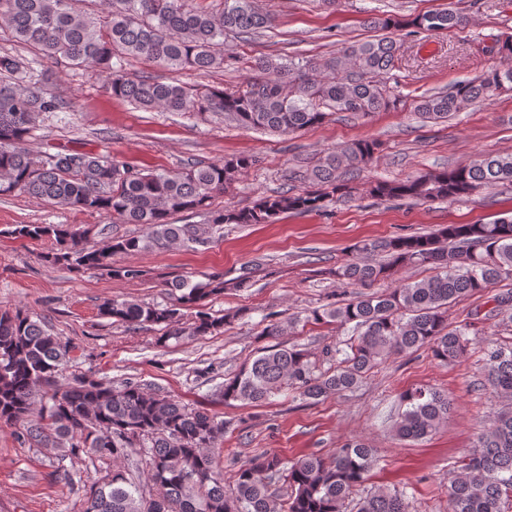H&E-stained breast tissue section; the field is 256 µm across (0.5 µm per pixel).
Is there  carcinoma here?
Masks as SVG:
<instances>
[{"label": "carcinoma", "instance_id": "obj_1", "mask_svg": "<svg viewBox=\"0 0 512 512\" xmlns=\"http://www.w3.org/2000/svg\"><path fill=\"white\" fill-rule=\"evenodd\" d=\"M77 0H0V26L34 58L0 53V195L23 193L61 209L98 213L121 224H138L141 234L118 237L104 248L86 245L91 229L67 224H19L13 234L49 240L51 265L66 264L136 279L134 265L114 266L118 254L136 255L174 244H203L207 228L174 224L170 216L210 210L208 224H267L285 213H311L342 192L338 170L372 159L377 143L356 140L332 150L303 175L309 188L264 196L242 210L211 208L215 196L251 164L248 158L197 163L175 171H136L104 154L33 155L24 142L42 115L61 112L64 101L30 84L39 57L64 59L74 66L110 72L112 95L145 110L222 112L242 128L294 134L322 123L332 112L369 117L394 103L390 87L376 80L396 67L397 45L386 36L351 43L323 65V75L308 78V60H258L263 77L242 90L207 86L191 89L130 76L114 60L144 58L175 71L207 72L224 65V34L246 38L271 27L272 13L257 0H222L203 9L193 0H106L105 15L74 6ZM453 7L417 15L370 20L374 29L413 27L418 32H448L466 24ZM512 89V66L492 69L445 91L413 99V111L424 119L444 120L498 91ZM512 187V153L480 154L469 164L434 173L378 182L370 194L386 200L445 201L479 189ZM358 257L330 273L360 289L347 302L329 295L308 319L334 323L350 338L326 346L317 355L296 344L278 342L245 361L224 380V401L259 403L283 390L305 399L342 395L388 358L420 349L444 363L461 357L470 346L468 325H448L447 308L512 278V217L488 224H448L435 234H405L364 242ZM431 265L436 276L404 283L385 293L365 289L390 278L403 266ZM169 287L181 292L178 303L105 302L100 312L133 329L163 328V336H204L243 315V310L215 318L192 306L226 288H246L247 279L212 275L205 282L176 276ZM69 344L20 310L0 309V422L15 428L18 440L56 446L61 456L84 454L109 467L99 479H86L83 512H409L406 492L378 489L350 500L374 466V450L351 439L325 459L312 454L294 461L274 454L241 465L234 491L224 492L216 450L230 429L204 409H188L173 397L126 381L112 385L88 375L66 383L57 380ZM486 377L492 391L512 401V346H487ZM51 390L49 404L36 406L40 389ZM396 435L418 441L435 432L448 416V394L416 386L399 396ZM56 428L45 433L43 422ZM148 465L150 489L136 470L123 462L132 455ZM448 512H512V407L499 413L478 439L477 449L456 459L447 487Z\"/></svg>", "mask_w": 512, "mask_h": 512}]
</instances>
